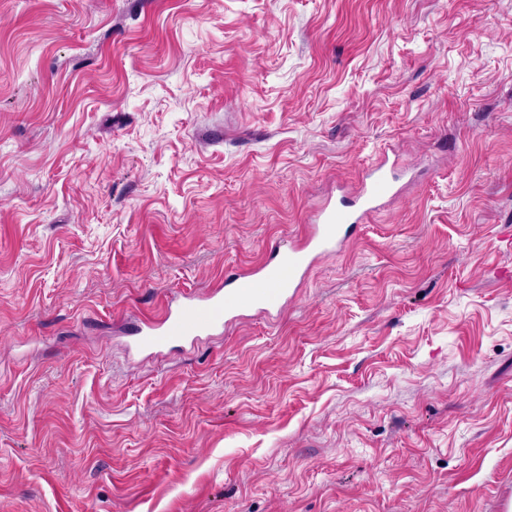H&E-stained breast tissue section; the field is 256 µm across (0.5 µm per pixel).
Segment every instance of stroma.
Wrapping results in <instances>:
<instances>
[{
    "label": "stroma",
    "mask_w": 512,
    "mask_h": 512,
    "mask_svg": "<svg viewBox=\"0 0 512 512\" xmlns=\"http://www.w3.org/2000/svg\"><path fill=\"white\" fill-rule=\"evenodd\" d=\"M0 512H512V0H0ZM396 177L379 160L361 182L355 199H342L315 216L305 240L298 245H272L267 259L250 275L229 274L219 288L199 297L184 296L168 302L158 319L137 321L130 329L132 347L160 353L194 344L203 336L224 330V325L247 313L273 316L294 293L316 257L338 252L359 228V222L396 197Z\"/></svg>",
    "instance_id": "1"
}]
</instances>
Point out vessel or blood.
<instances>
[{"instance_id":"b4317fda","label":"vessel or blood","mask_w":512,"mask_h":512,"mask_svg":"<svg viewBox=\"0 0 512 512\" xmlns=\"http://www.w3.org/2000/svg\"><path fill=\"white\" fill-rule=\"evenodd\" d=\"M395 183L392 170L385 161H378L362 180L355 199H343L318 211L301 244L271 246L267 259L251 274L227 275L223 288L167 303L159 318L136 322L130 329L133 348L160 353L194 344L247 314L273 315L316 257L340 251L365 216L396 197Z\"/></svg>"}]
</instances>
